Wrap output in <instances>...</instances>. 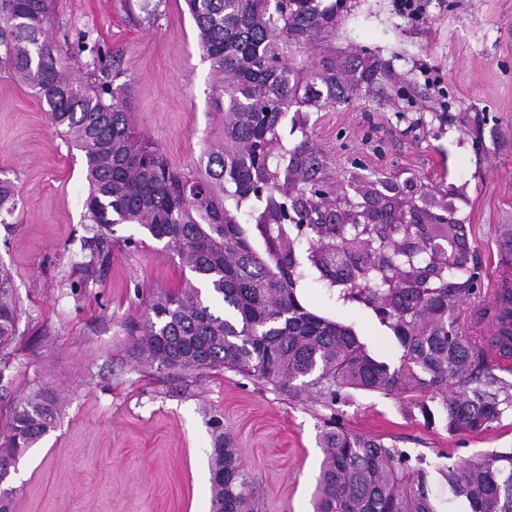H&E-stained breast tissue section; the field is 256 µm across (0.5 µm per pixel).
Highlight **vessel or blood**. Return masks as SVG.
I'll list each match as a JSON object with an SVG mask.
<instances>
[{"instance_id":"vessel-or-blood-1","label":"vessel or blood","mask_w":512,"mask_h":512,"mask_svg":"<svg viewBox=\"0 0 512 512\" xmlns=\"http://www.w3.org/2000/svg\"><path fill=\"white\" fill-rule=\"evenodd\" d=\"M479 326H492L487 351L503 371L512 370V276H498L493 288V300L481 308Z\"/></svg>"}]
</instances>
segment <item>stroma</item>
Segmentation results:
<instances>
[{"label":"stroma","mask_w":512,"mask_h":512,"mask_svg":"<svg viewBox=\"0 0 512 512\" xmlns=\"http://www.w3.org/2000/svg\"><path fill=\"white\" fill-rule=\"evenodd\" d=\"M58 0L51 35H80L112 57L127 86L138 133L180 170L194 167L212 131L213 85L183 0ZM381 67L374 92L313 112L308 133L326 177L361 169L417 177L451 200L465 224L483 284L460 323L486 303L512 264V0H429L424 22L392 0H349L331 43ZM435 83H426V76ZM21 203L0 224V264L17 286L20 334L0 359V425L37 389L58 398L54 429L17 458L20 479L0 481L11 512H211L209 415L223 417L254 475L258 512H312L326 418L424 455L431 468L512 453V407L480 431L448 433L401 393L355 391L328 408L292 398L228 369L183 377L140 366L128 332L151 291L176 288L182 273L161 242L117 225L112 258L78 292L66 288L84 253L83 156L54 129L35 93L0 62V176ZM133 238L126 246L124 238ZM312 312L351 324L377 359L401 349L372 310L339 300L315 277L300 285Z\"/></svg>","instance_id":"35a3bbf8"}]
</instances>
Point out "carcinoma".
I'll use <instances>...</instances> for the list:
<instances>
[{
	"label": "carcinoma",
	"instance_id": "carcinoma-1",
	"mask_svg": "<svg viewBox=\"0 0 512 512\" xmlns=\"http://www.w3.org/2000/svg\"><path fill=\"white\" fill-rule=\"evenodd\" d=\"M215 77L208 114L216 132L189 173L134 129L128 89L113 86L111 60L90 52L84 79L73 54L49 36L57 0H0V59L46 104L51 125L85 162V238L69 288H85L112 257L114 226L135 224L178 259L174 291L152 293L132 325L140 363L196 375L224 367L329 408L348 391L426 393L415 406L448 432L488 426L512 406L471 372L485 341L458 325L461 306L482 286L457 215L447 224H381L388 257L368 246L366 228L333 223L336 182L318 177L308 113L348 104L377 67L357 56L315 53L336 37V0H185ZM301 137L292 142L284 130ZM20 198L0 178V223ZM264 244L253 246L244 225ZM308 248L301 256L295 240ZM316 273L339 297L374 312L402 349L399 367L378 360L354 328L302 305L300 282ZM16 286L0 266V346L19 335ZM46 392L21 401L0 431V482L18 454L55 427ZM212 512H252L255 482L240 449L213 416ZM323 459L313 512H444L430 491L426 460L395 443L353 433L330 418L318 436ZM470 512H512V455L439 468Z\"/></svg>",
	"mask_w": 512,
	"mask_h": 512
}]
</instances>
